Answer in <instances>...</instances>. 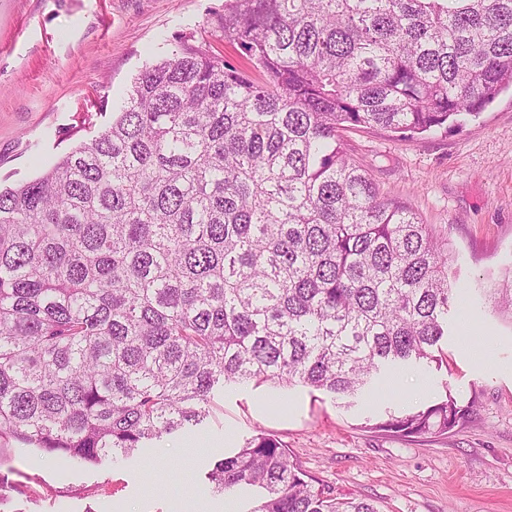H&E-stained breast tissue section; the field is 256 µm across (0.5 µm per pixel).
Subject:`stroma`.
Returning a JSON list of instances; mask_svg holds the SVG:
<instances>
[{
	"label": "stroma",
	"mask_w": 512,
	"mask_h": 512,
	"mask_svg": "<svg viewBox=\"0 0 512 512\" xmlns=\"http://www.w3.org/2000/svg\"><path fill=\"white\" fill-rule=\"evenodd\" d=\"M223 13L224 0H0V183L34 178L42 159L91 136L139 71L183 39L246 67L217 28ZM344 140L382 190L450 243L451 267L470 291L448 315L447 366L386 367L348 406L302 386L231 385L217 392L216 417L165 437L170 456L144 448L89 465L0 447V512H180L185 498L221 512L228 498L209 489L206 474L260 430L334 494L380 512H512V324L479 292L512 261V95L445 133L356 129ZM467 331L490 349L488 362L470 358ZM446 390L471 409L446 435L397 438L368 427L387 408Z\"/></svg>",
	"instance_id": "1"
}]
</instances>
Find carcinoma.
<instances>
[{
	"instance_id": "cac0c4a2",
	"label": "carcinoma",
	"mask_w": 512,
	"mask_h": 512,
	"mask_svg": "<svg viewBox=\"0 0 512 512\" xmlns=\"http://www.w3.org/2000/svg\"><path fill=\"white\" fill-rule=\"evenodd\" d=\"M255 78L186 39L42 174L0 187V443L94 465L197 426L232 384L362 393L439 362L448 240L383 194L344 133L446 129L512 89V0H224ZM512 320V263L483 289ZM445 393L371 428L442 436ZM252 512L339 499L259 430L207 473Z\"/></svg>"
}]
</instances>
